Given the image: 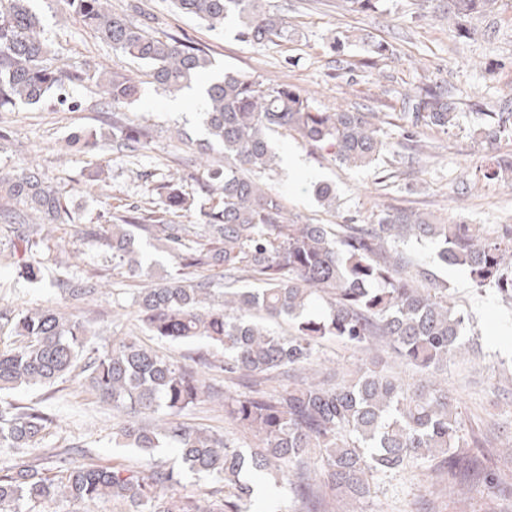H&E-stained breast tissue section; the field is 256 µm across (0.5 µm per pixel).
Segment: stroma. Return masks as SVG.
Segmentation results:
<instances>
[{
	"instance_id": "stroma-1",
	"label": "stroma",
	"mask_w": 512,
	"mask_h": 512,
	"mask_svg": "<svg viewBox=\"0 0 512 512\" xmlns=\"http://www.w3.org/2000/svg\"><path fill=\"white\" fill-rule=\"evenodd\" d=\"M267 3L287 20L291 39L253 45L237 38L240 23L235 19L213 31L177 10L171 0H111L113 12L126 13L136 5L150 13L155 36L187 40L204 49L213 61L208 80L231 72L278 81L311 95L319 109L343 107L379 116L390 149L366 169L340 165L294 134H272L279 156L293 152L303 161L301 170L289 171L283 163L263 177L296 222L342 224L351 218L368 224L381 213L408 208L441 223L461 219L483 225L491 236L512 225V189L482 177L490 160L512 157V131L491 143L472 134L474 113L497 111L502 98H512V0H497L493 11L466 19L463 36L442 15L446 0H381L378 10L367 14L350 11L345 0ZM30 5L58 52L57 65L90 75L104 68L139 81L140 98L123 105L122 111L129 120L150 126L153 146L134 161L113 154L106 140L93 150L72 146L73 133L104 131L110 121L90 78L72 91L77 108L59 106L51 98L39 105L0 109V127L7 131L0 140V172L37 165L46 181L65 191L84 224L101 223L108 213L124 214L175 169L182 175L183 192L199 196L205 176L192 161L207 139L199 102L186 93L173 97L157 91L145 66L96 38L66 0H31ZM333 35L346 40L341 53L328 47ZM374 42L388 45L386 55L371 54ZM432 81L447 84L461 114L459 126L446 132L414 128L405 116V93ZM318 181L335 186V209L325 210L315 199L311 185ZM409 253L415 265L447 281L468 317L465 336L481 348L480 358L452 360L438 374L457 400L462 435L472 443L467 450L472 466L456 476L455 494L447 493L438 474L422 467L379 481L376 501L384 512H512L511 491L483 496L467 492L468 484L488 467L512 483V449L503 448L500 439L502 432H512V302L495 290L476 289L464 271L439 264L433 246L413 245ZM14 261V236L8 225L0 224L1 305L27 310L53 301L93 326L109 324L120 335L136 330L132 294L144 281L113 271L110 253L101 244L69 238L53 244L42 257L45 281L39 285L19 278ZM95 270L112 282L111 291L95 300L74 302L50 285L52 279ZM373 361L405 383L419 380L415 370L384 346L361 354L330 340L318 353L322 375L332 381L338 368ZM6 398L50 407L51 442L84 445L103 465L140 462L131 449L114 447L115 412L77 379L19 388Z\"/></svg>"
}]
</instances>
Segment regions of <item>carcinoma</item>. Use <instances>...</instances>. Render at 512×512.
<instances>
[{
  "instance_id": "cac0c4a2",
  "label": "carcinoma",
  "mask_w": 512,
  "mask_h": 512,
  "mask_svg": "<svg viewBox=\"0 0 512 512\" xmlns=\"http://www.w3.org/2000/svg\"><path fill=\"white\" fill-rule=\"evenodd\" d=\"M109 0H69L97 37L141 62L155 87L175 94L209 70V56L178 39L148 32L147 18L108 8ZM183 13L211 30H224L230 16L241 21L239 36L264 45L288 40L285 19L262 0H173ZM495 0H448L455 24L492 9ZM52 45L30 0H0V108L33 105L48 97L75 109L71 87L84 73L49 63ZM101 98L112 113V151L136 158L149 150V126L126 120L116 108L140 95L128 78L99 74ZM411 124L442 131L459 124V113L441 85L420 88L410 105ZM208 143L224 152V163L206 164L207 206L201 223L177 224L169 216L193 206L179 177L159 187L163 208L132 205L103 224H81L63 192L34 166L0 174V223L15 229L22 257L20 274L41 276L40 256L62 229L78 240L101 243L112 268L144 274L136 237L157 243L175 273L150 279L133 298L141 330L159 339L201 340L197 367L166 359L128 334L109 347L89 344V326L52 305L17 313L0 305V328L13 340L0 346V392L21 386H51L78 376L100 402L123 416L112 432L115 445L151 458L175 448L180 467L112 466L87 457L71 443L48 451L44 441L53 418L39 405L0 400V512H36L59 498L92 502L111 498L128 512H248L246 471L264 472L292 493L291 512H330L326 495L352 505L369 500L377 482L412 465L438 463L462 468L463 439L455 399L448 387L415 389L391 372L361 364L331 386L312 378L294 380L312 368L323 342L356 347L384 341L395 358L430 374L465 352V316L448 283L421 268L417 275L404 245L432 243L439 261L459 267L479 289L512 299V227L496 238L480 224H438L426 213L396 209L375 224H299L288 217L279 195L260 180L276 153L271 134L295 132L302 142L326 150L341 165L369 168L388 148L369 112L314 106L294 86L252 81L226 73L204 96ZM512 121V99L497 120L474 134L495 140ZM512 159H498L483 177L512 188ZM323 206L336 201L335 187L313 184ZM219 270V278L198 275ZM244 279L255 288L239 285ZM106 287L103 275L57 283L72 301H86ZM286 317L293 333L281 336L264 321ZM218 369L235 386L232 394L212 387L199 367ZM207 400L224 402V419L257 438L244 447L235 438L183 420L186 410ZM224 484L214 500L173 496L182 468Z\"/></svg>"
}]
</instances>
